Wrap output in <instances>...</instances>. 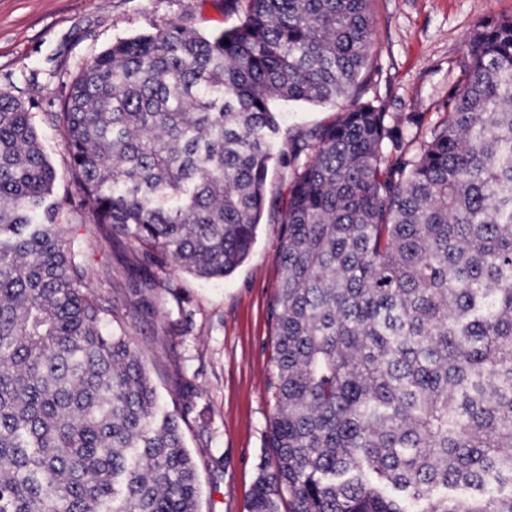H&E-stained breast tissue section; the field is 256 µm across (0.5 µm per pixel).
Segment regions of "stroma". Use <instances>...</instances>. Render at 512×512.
I'll return each instance as SVG.
<instances>
[{"label":"stroma","instance_id":"35a3bbf8","mask_svg":"<svg viewBox=\"0 0 512 512\" xmlns=\"http://www.w3.org/2000/svg\"><path fill=\"white\" fill-rule=\"evenodd\" d=\"M378 66L366 98L388 116L414 113L400 126L407 150L446 118L455 61L474 24L512 17V0H372ZM183 18L203 33L228 29L240 14L212 0H0V93L30 112L45 155L57 173V221L80 241L86 287L109 299L141 352L163 407L181 426L197 467L198 512H248L260 464L269 450L275 411L276 337L273 310L283 265L281 224L269 213L285 207L292 171L272 162L266 216L247 259L232 274L201 278L130 240L113 244L85 222L82 195L62 135V104L72 79L120 39ZM279 148L297 131L333 122L331 105L278 108ZM160 288H141L144 272Z\"/></svg>","mask_w":512,"mask_h":512}]
</instances>
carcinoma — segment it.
Returning <instances> with one entry per match:
<instances>
[{
    "instance_id": "obj_1",
    "label": "carcinoma",
    "mask_w": 512,
    "mask_h": 512,
    "mask_svg": "<svg viewBox=\"0 0 512 512\" xmlns=\"http://www.w3.org/2000/svg\"><path fill=\"white\" fill-rule=\"evenodd\" d=\"M371 0H249L231 29L119 40L72 81L89 219L196 276L247 258L274 103L337 104L279 154L276 409L249 512H512V19L478 21L408 155L362 88ZM0 95V512H197L177 418L56 223ZM465 489L460 499L454 491Z\"/></svg>"
}]
</instances>
